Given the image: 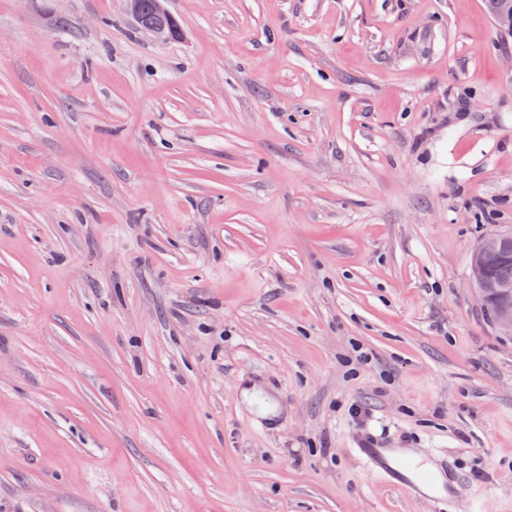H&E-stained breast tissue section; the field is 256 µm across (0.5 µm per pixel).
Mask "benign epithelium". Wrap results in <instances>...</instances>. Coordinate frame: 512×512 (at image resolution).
Here are the masks:
<instances>
[{"mask_svg":"<svg viewBox=\"0 0 512 512\" xmlns=\"http://www.w3.org/2000/svg\"><path fill=\"white\" fill-rule=\"evenodd\" d=\"M142 31L159 38L169 36L167 24L172 15L166 7L167 0H152V11L141 12L140 0H126ZM495 21L502 29L512 30V0H500L495 14ZM512 244V234H498L485 238L472 252L471 280L485 306H491L495 299L500 303L493 312L499 327L512 335V286L491 280L484 272L482 260L485 254L502 250L504 257L509 259L512 253L505 247Z\"/></svg>","mask_w":512,"mask_h":512,"instance_id":"benign-epithelium-1","label":"benign epithelium"}]
</instances>
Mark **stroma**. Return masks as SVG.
<instances>
[{
    "label": "stroma",
    "mask_w": 512,
    "mask_h": 512,
    "mask_svg": "<svg viewBox=\"0 0 512 512\" xmlns=\"http://www.w3.org/2000/svg\"><path fill=\"white\" fill-rule=\"evenodd\" d=\"M0 0V512H512V34L487 0ZM128 2L140 29L159 38L169 37L167 24L173 18L166 7L167 0H152V11L148 14L141 12L140 0H125ZM512 234H498L485 238L472 252L471 280L477 289L485 307H492V302L498 298L500 303L493 309L499 327L512 335V286L501 282L512 283V263L501 261L494 253L485 257L484 264L490 271L493 281L484 272L482 260L485 254L502 250L510 246ZM511 299V304H509ZM384 449L385 448H358L357 450L366 461L381 469L391 483L402 485V488L406 489L409 493H421L422 485L427 483L429 479L427 468L424 467L416 457L402 456L398 460V465L401 471L410 475L412 478H408L401 472L399 473L405 477L396 475L385 462L386 459L383 456Z\"/></svg>",
    "instance_id": "obj_1"
}]
</instances>
